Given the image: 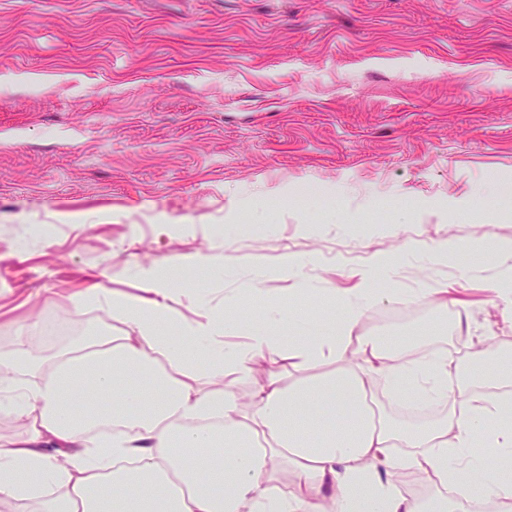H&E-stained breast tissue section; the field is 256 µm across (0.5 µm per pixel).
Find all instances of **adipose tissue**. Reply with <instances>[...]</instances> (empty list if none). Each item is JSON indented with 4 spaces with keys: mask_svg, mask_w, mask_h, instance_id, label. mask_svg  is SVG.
<instances>
[{
    "mask_svg": "<svg viewBox=\"0 0 512 512\" xmlns=\"http://www.w3.org/2000/svg\"><path fill=\"white\" fill-rule=\"evenodd\" d=\"M311 255L288 254L245 288L221 298L184 288L191 267L223 268L199 251L138 267V293L119 294L105 273L69 297L73 311L99 306L131 327L128 336L100 332L48 357L17 347L0 362V413L21 421V439L0 442V506L34 512H422L399 474L422 472L455 496L433 512H465L477 496L512 498V398L459 387L444 354L412 357L408 337L361 331L366 309L382 301L377 283L391 264L376 253L351 270L356 284L342 298L325 296L334 314L323 335L287 341L293 309L271 304L261 322L245 324L232 308L266 294L268 279L312 292ZM185 297L188 319L174 304ZM237 344H227V337ZM242 374L248 400L224 388ZM413 387L419 401L447 415L399 430L372 403L380 382ZM484 448L474 452L475 436ZM182 442L172 454V437ZM293 475L283 492L277 475Z\"/></svg>",
    "mask_w": 512,
    "mask_h": 512,
    "instance_id": "1",
    "label": "adipose tissue"
}]
</instances>
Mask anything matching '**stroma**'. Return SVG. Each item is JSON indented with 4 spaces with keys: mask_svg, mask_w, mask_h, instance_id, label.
Listing matches in <instances>:
<instances>
[{
    "mask_svg": "<svg viewBox=\"0 0 512 512\" xmlns=\"http://www.w3.org/2000/svg\"><path fill=\"white\" fill-rule=\"evenodd\" d=\"M292 187L263 234L225 223ZM446 239L512 241V0H0V358L52 352L56 323L126 335L72 289L102 270L133 294V264L197 251L224 276L186 280L221 291L288 253L340 291L384 252L399 300L367 335L512 352L499 267L430 263ZM429 279L454 305L418 298Z\"/></svg>",
    "mask_w": 512,
    "mask_h": 512,
    "instance_id": "35a3bbf8",
    "label": "stroma"
}]
</instances>
